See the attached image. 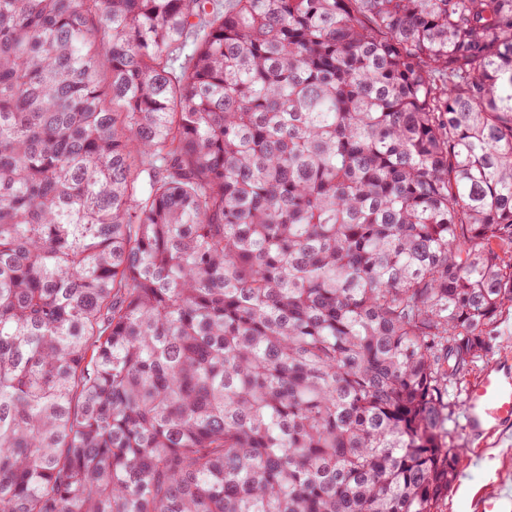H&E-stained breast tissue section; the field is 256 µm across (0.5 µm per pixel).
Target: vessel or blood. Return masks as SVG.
Listing matches in <instances>:
<instances>
[{
	"label": "vessel or blood",
	"mask_w": 512,
	"mask_h": 512,
	"mask_svg": "<svg viewBox=\"0 0 512 512\" xmlns=\"http://www.w3.org/2000/svg\"><path fill=\"white\" fill-rule=\"evenodd\" d=\"M464 430L471 441L485 443L512 427V361L486 366L463 400Z\"/></svg>",
	"instance_id": "1"
}]
</instances>
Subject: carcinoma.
<instances>
[{"label":"carcinoma","mask_w":512,"mask_h":512,"mask_svg":"<svg viewBox=\"0 0 512 512\" xmlns=\"http://www.w3.org/2000/svg\"><path fill=\"white\" fill-rule=\"evenodd\" d=\"M511 314L512 0H0V512H440Z\"/></svg>","instance_id":"obj_1"}]
</instances>
